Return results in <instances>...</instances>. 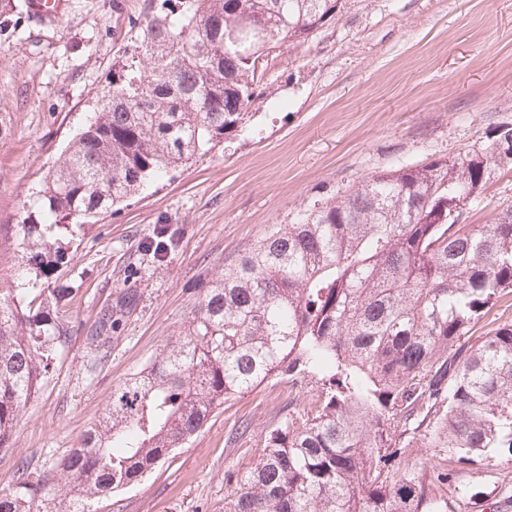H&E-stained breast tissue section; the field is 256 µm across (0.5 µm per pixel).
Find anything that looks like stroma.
I'll list each match as a JSON object with an SVG mask.
<instances>
[{
  "label": "stroma",
  "mask_w": 512,
  "mask_h": 512,
  "mask_svg": "<svg viewBox=\"0 0 512 512\" xmlns=\"http://www.w3.org/2000/svg\"><path fill=\"white\" fill-rule=\"evenodd\" d=\"M26 0L0 13V229L85 127L93 93L133 44L146 0H67L43 25ZM334 21L270 60L266 99L226 150L172 171L64 238L47 285L67 289L55 315L68 332L52 369L0 449V492L19 472L57 473L112 391L186 326L205 282L270 224L401 163L481 153L512 127V0H339ZM512 206V165L496 167L467 221ZM167 228L157 261L144 244ZM30 254L0 241V292L34 278ZM138 304L104 350L90 327L126 289ZM314 379L273 375L239 395L139 483L88 502L89 512H224L228 475L243 473L285 416L316 415ZM443 512H512V461L467 466Z\"/></svg>",
  "instance_id": "stroma-1"
}]
</instances>
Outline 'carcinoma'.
<instances>
[{"mask_svg":"<svg viewBox=\"0 0 512 512\" xmlns=\"http://www.w3.org/2000/svg\"><path fill=\"white\" fill-rule=\"evenodd\" d=\"M134 49L96 91L15 225L35 276L59 241L143 186L223 147L265 93L269 58L336 17L338 0H150ZM512 164V128L483 153L401 164L313 202L224 265L188 325L112 392L63 464L66 512L139 482L228 400L275 374L321 385L318 413L285 417L259 460L228 478L224 512H441L428 492L489 453L512 458V323L460 340L512 289V208L465 223L492 171ZM44 289L0 292V447L68 339ZM137 294L90 330L104 345ZM428 434L448 467L393 469L397 441ZM52 490L25 473L0 512Z\"/></svg>","mask_w":512,"mask_h":512,"instance_id":"carcinoma-1","label":"carcinoma"}]
</instances>
